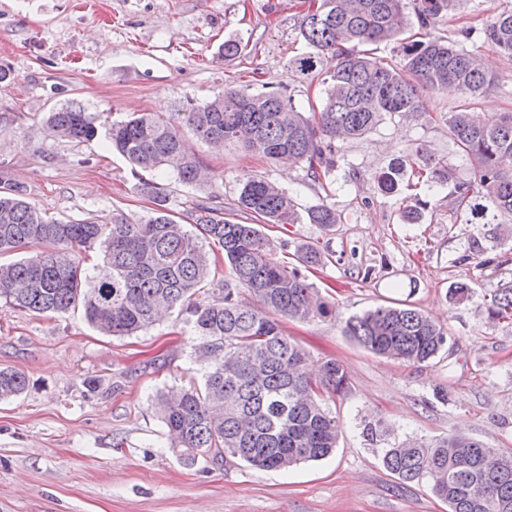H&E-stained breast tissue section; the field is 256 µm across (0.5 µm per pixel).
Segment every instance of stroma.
<instances>
[{"label": "stroma", "instance_id": "stroma-1", "mask_svg": "<svg viewBox=\"0 0 512 512\" xmlns=\"http://www.w3.org/2000/svg\"><path fill=\"white\" fill-rule=\"evenodd\" d=\"M311 0H0V166L27 199L64 221L132 218L153 206L139 180L164 191L180 223L196 203L256 223L237 206L252 176L288 189L298 213L317 204L341 220L268 224L279 259L308 244L327 262L308 274L335 318L282 319L311 366L334 360L349 382L330 409L342 423L334 454L287 471L239 464H185L170 448L154 398L197 376L193 334L176 317L135 336H105L80 312L37 316L0 304V368L23 373L27 390L0 402V512H448L424 484H403L381 463L383 448L407 436L460 432L512 458V320H488L485 297L512 286V236L499 224L448 222V196L418 189L389 195L374 179L414 149L448 161L457 176L473 167L448 135L450 112L512 110V56L478 30L512 0H458L437 24L440 36L482 57L497 83L467 100L456 90L420 94L417 119L384 118L367 135L342 142L326 187L308 185L303 167L272 163L228 143L214 150L188 138L209 174L184 184L168 173L135 178L103 139L71 142L38 134L46 112L77 103L101 128L132 113H168L205 103L224 89L268 88L303 112L319 104L318 74L297 76L289 60L306 52L299 33ZM469 38H462L463 29ZM240 39L242 52L219 47ZM421 212L403 223L401 210ZM472 286L456 303L451 285ZM393 302L411 304L447 328L449 351L413 364L379 357L343 332L345 320Z\"/></svg>", "mask_w": 512, "mask_h": 512}]
</instances>
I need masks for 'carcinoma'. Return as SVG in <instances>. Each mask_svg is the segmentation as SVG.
I'll return each instance as SVG.
<instances>
[{"instance_id": "carcinoma-1", "label": "carcinoma", "mask_w": 512, "mask_h": 512, "mask_svg": "<svg viewBox=\"0 0 512 512\" xmlns=\"http://www.w3.org/2000/svg\"><path fill=\"white\" fill-rule=\"evenodd\" d=\"M421 36L400 44L392 64L365 46L397 36L405 26L402 0H320L301 19L308 51L288 63L310 75L327 68L325 96L310 119L274 91L228 88L203 105L167 116L142 112L101 131L97 116L67 104L47 113L39 132L69 141L105 134L112 150L140 172L171 171L193 184L204 181L199 160L185 147V133L222 148L237 142L279 163L303 165L314 183L336 166L339 142L370 132L385 116H419L420 91L450 84L467 97L495 84L479 59L435 33L456 0H414ZM484 42L512 56V9L481 29ZM448 134L471 160L474 177L457 178L448 163L428 158L417 170V148L378 174L379 188L395 194L408 171L431 193L447 187L449 221L469 224L512 217V112L483 119L468 108L449 113ZM155 208L138 220L115 213L104 224L46 216L27 201L25 190L0 172V256H26L0 263V301L35 315L81 310L84 321L109 336H131L155 325L162 313L187 316L202 382L174 399L157 397L171 448L186 463H245L287 470L327 458L336 448L339 418L326 401L348 389L343 366L323 363L306 370L307 353L284 335L280 318L299 321L335 314L305 270L324 265L313 247L297 249L295 261L277 258L256 224L224 217V210L198 204L195 230L177 223L168 199L144 181ZM238 208L265 224H297L288 190L263 178L247 180ZM308 222L331 227L336 211L321 203ZM224 251V280L207 288L210 249ZM100 262L87 266L86 253ZM212 294L213 300L207 299ZM493 321L512 320V288H500L484 303ZM344 333L367 351L408 363H424L451 345L447 330L406 303L380 305L345 321ZM27 378L0 369V400L22 394ZM383 467L405 484L424 483L448 502V512H512V460L486 444L453 432L439 438H408L383 449Z\"/></svg>"}]
</instances>
